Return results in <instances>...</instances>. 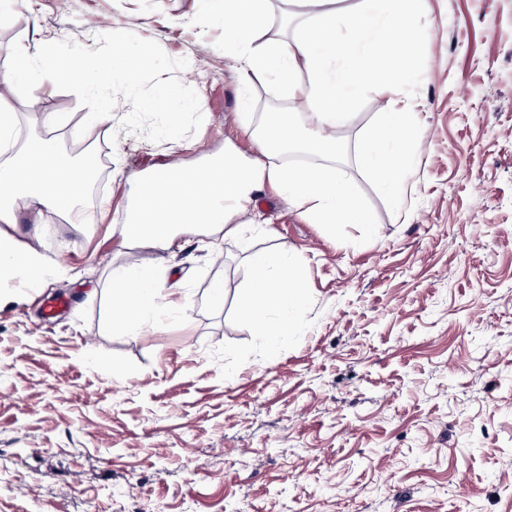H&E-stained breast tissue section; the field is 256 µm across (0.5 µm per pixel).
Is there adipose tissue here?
I'll use <instances>...</instances> for the list:
<instances>
[{
    "label": "adipose tissue",
    "mask_w": 512,
    "mask_h": 512,
    "mask_svg": "<svg viewBox=\"0 0 512 512\" xmlns=\"http://www.w3.org/2000/svg\"><path fill=\"white\" fill-rule=\"evenodd\" d=\"M205 2L212 8L211 18L224 29L225 67L246 84L274 80L288 97L302 101L309 123L305 142L309 152H335L331 133L347 124L355 98L369 86L386 87L390 96L372 131L361 140L358 157L379 191L393 205H403L414 146L424 133L407 104L394 95L397 87L416 76L426 53L425 43L409 27L413 0H362L352 9H319L310 13L302 33L289 40L265 38L269 0ZM49 41L48 34L41 32L35 46L13 45L11 54L26 64L1 78L0 88L15 94L74 85L87 102V125L111 123L112 106L101 90L115 82L135 86L140 65L118 54L108 67L86 54L55 55ZM22 155L37 162L38 170L19 165V156L0 150V223H15V207L20 203L35 214L50 209L61 213L67 223H86L83 192L89 168L63 155L50 138L27 145ZM264 182L277 187L317 223L368 221L352 184L343 177L316 167L287 172L228 151L200 167L195 179L150 195L152 223L122 225L120 234L127 241L167 249L191 228L214 226L238 233L234 215L253 187ZM250 260L253 286L240 300L241 311L272 347L291 329L289 313L304 301L302 284L287 251L255 252ZM0 274L17 281H46L52 271L39 253L1 236ZM112 285L122 299L120 317L127 333L139 334L144 318H158L159 283L154 273L119 268L112 272Z\"/></svg>",
    "instance_id": "1"
}]
</instances>
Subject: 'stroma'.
<instances>
[{"label":"stroma","instance_id":"1","mask_svg":"<svg viewBox=\"0 0 512 512\" xmlns=\"http://www.w3.org/2000/svg\"><path fill=\"white\" fill-rule=\"evenodd\" d=\"M410 24L429 47L398 89L425 126L402 207L358 162L387 98L372 86L335 156L267 158L340 172L372 229L315 223L265 183L221 254L205 230L163 252L112 231L135 177L257 156L270 111L303 125L304 105L225 68L196 0H0V72L35 27L59 54L160 63L111 89L107 125L86 128L69 88L12 100L17 147L104 155L106 184L91 226L23 209L0 223L64 269L0 289V512H512V0H428ZM161 78L178 98L145 109ZM269 249L295 258L305 295L272 350L240 314L249 256ZM127 266L172 306L135 336L112 320Z\"/></svg>","mask_w":512,"mask_h":512}]
</instances>
